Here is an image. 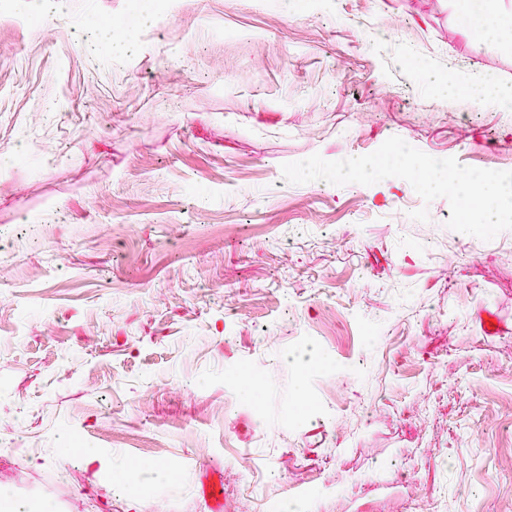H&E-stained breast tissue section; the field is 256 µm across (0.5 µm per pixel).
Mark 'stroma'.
I'll return each instance as SVG.
<instances>
[{
    "instance_id": "1",
    "label": "stroma",
    "mask_w": 512,
    "mask_h": 512,
    "mask_svg": "<svg viewBox=\"0 0 512 512\" xmlns=\"http://www.w3.org/2000/svg\"><path fill=\"white\" fill-rule=\"evenodd\" d=\"M0 0V496L54 512H512V231L281 166L398 136L512 170V43L459 0ZM427 208L429 219H412ZM322 357L290 363L298 342ZM168 463L152 490L121 471ZM149 15L142 12L139 9L134 10L126 23V25L119 30H110L109 37L112 45L115 47H123L127 45L130 41V35L147 26ZM470 98L475 103H482L489 99H497L509 105L512 99V90L509 87L503 86L494 79L487 78L486 80L470 84L468 86ZM196 491L208 504L211 512L224 511V479L218 476L216 479L201 480L196 486Z\"/></svg>"
}]
</instances>
